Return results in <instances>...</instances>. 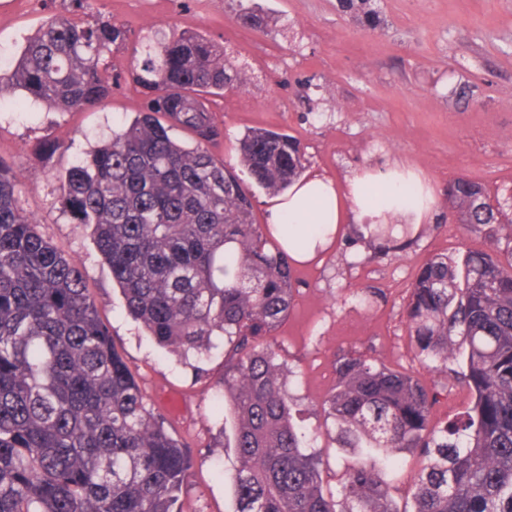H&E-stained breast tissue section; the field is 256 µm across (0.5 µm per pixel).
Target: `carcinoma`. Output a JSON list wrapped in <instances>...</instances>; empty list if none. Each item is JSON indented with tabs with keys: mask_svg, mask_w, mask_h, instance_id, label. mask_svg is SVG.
Segmentation results:
<instances>
[{
	"mask_svg": "<svg viewBox=\"0 0 512 512\" xmlns=\"http://www.w3.org/2000/svg\"><path fill=\"white\" fill-rule=\"evenodd\" d=\"M86 0L27 39L0 74L59 112L101 105L118 77L106 59L128 31L88 19ZM382 23L377 0H338ZM155 89L134 120L59 177L77 224L93 228L127 313L182 359L222 339L224 405L236 463L234 512H400L388 486L397 455L422 457L409 512H512V210L468 178L448 185V214L484 233L485 252L438 254L420 268L406 315L432 368L469 387L465 421L432 424L418 378L359 354L336 360L327 433L348 453L340 499L291 420L284 361L265 341L288 315L292 258L255 222L244 181L207 144L224 136L207 97L240 77L204 36L141 46ZM251 181L275 195L304 170L297 140L248 130ZM0 159V512H173L187 457L115 351L82 270L38 230Z\"/></svg>",
	"mask_w": 512,
	"mask_h": 512,
	"instance_id": "carcinoma-1",
	"label": "carcinoma"
}]
</instances>
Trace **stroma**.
<instances>
[{
  "label": "stroma",
  "mask_w": 512,
  "mask_h": 512,
  "mask_svg": "<svg viewBox=\"0 0 512 512\" xmlns=\"http://www.w3.org/2000/svg\"><path fill=\"white\" fill-rule=\"evenodd\" d=\"M248 7L266 24H252ZM380 8L384 22L370 29L339 13L336 0H91L92 17L129 33L127 46L109 58L127 77L104 107L57 112L0 90V157L21 175L19 205L82 269L117 353L186 446L179 512L235 508L224 479L235 452L217 447L212 415L223 392L224 352L181 363L146 335L127 314L90 228L65 212L51 177L134 119L149 91L128 74L141 39L158 30L202 34L241 68V87L208 101L224 129L212 150L229 165L238 163L237 139L261 128L297 138L310 173L341 181L355 167L399 161L421 174L436 199L435 221L410 225L403 248L389 252L352 226L320 261L294 264V304L270 336L287 363L292 415L311 438L323 490L339 494L343 455L326 434L323 411L337 356L356 352L417 375L437 394L435 425L465 419L469 391L425 366L409 336L406 305L432 255L487 247L483 233L449 221V181L468 177L512 197V0H380ZM63 10L62 0H0V63L12 64L27 38ZM170 397L177 411L166 410ZM421 466L418 454L398 457L390 494L400 512L411 506Z\"/></svg>",
  "instance_id": "35a3bbf8"
}]
</instances>
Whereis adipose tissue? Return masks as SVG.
<instances>
[{"label": "adipose tissue", "instance_id": "obj_1", "mask_svg": "<svg viewBox=\"0 0 512 512\" xmlns=\"http://www.w3.org/2000/svg\"><path fill=\"white\" fill-rule=\"evenodd\" d=\"M416 179L412 170L398 165L384 172L357 169L340 184L321 173L309 174L272 200L268 222L276 230L292 225L293 235L283 246L297 263L308 264L335 243L345 224H372L385 214L398 224L428 221L433 197L403 194Z\"/></svg>", "mask_w": 512, "mask_h": 512}]
</instances>
